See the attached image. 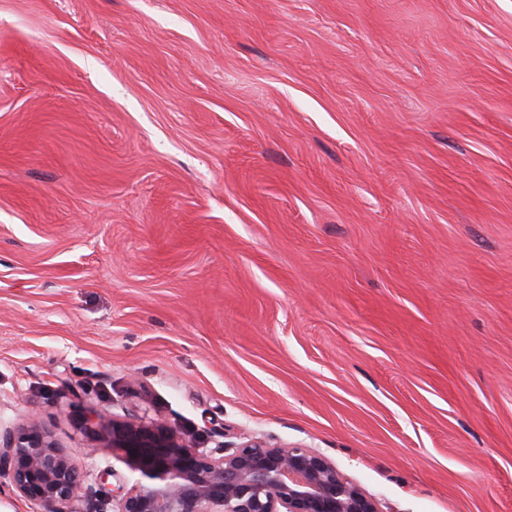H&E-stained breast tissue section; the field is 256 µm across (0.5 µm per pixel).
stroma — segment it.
I'll return each instance as SVG.
<instances>
[{
    "label": "stroma",
    "mask_w": 512,
    "mask_h": 512,
    "mask_svg": "<svg viewBox=\"0 0 512 512\" xmlns=\"http://www.w3.org/2000/svg\"><path fill=\"white\" fill-rule=\"evenodd\" d=\"M299 445L512 512V0H0V422Z\"/></svg>",
    "instance_id": "35a3bbf8"
}]
</instances>
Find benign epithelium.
Instances as JSON below:
<instances>
[{"label": "benign epithelium", "instance_id": "benign-epithelium-1", "mask_svg": "<svg viewBox=\"0 0 512 512\" xmlns=\"http://www.w3.org/2000/svg\"><path fill=\"white\" fill-rule=\"evenodd\" d=\"M112 454L140 474L131 487L87 486L40 416L0 424V479L34 512H379L336 464L298 446L249 440L228 448L151 420L107 425Z\"/></svg>", "mask_w": 512, "mask_h": 512}]
</instances>
